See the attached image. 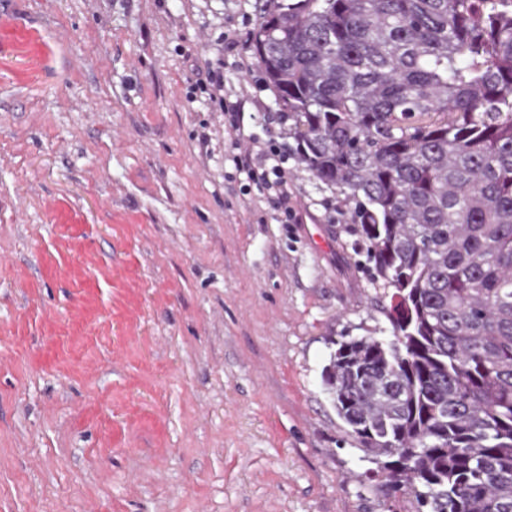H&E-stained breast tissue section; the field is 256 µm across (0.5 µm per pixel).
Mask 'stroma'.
Wrapping results in <instances>:
<instances>
[{
    "label": "stroma",
    "instance_id": "obj_1",
    "mask_svg": "<svg viewBox=\"0 0 512 512\" xmlns=\"http://www.w3.org/2000/svg\"><path fill=\"white\" fill-rule=\"evenodd\" d=\"M258 4L0 6V512H412L321 385L390 323L288 153ZM273 149L294 224L235 167Z\"/></svg>",
    "mask_w": 512,
    "mask_h": 512
}]
</instances>
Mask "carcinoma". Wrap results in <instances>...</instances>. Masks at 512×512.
Here are the masks:
<instances>
[{"label":"carcinoma","mask_w":512,"mask_h":512,"mask_svg":"<svg viewBox=\"0 0 512 512\" xmlns=\"http://www.w3.org/2000/svg\"><path fill=\"white\" fill-rule=\"evenodd\" d=\"M253 48L298 169L343 195L392 340L322 387L386 497L512 512V0H266Z\"/></svg>","instance_id":"cac0c4a2"}]
</instances>
